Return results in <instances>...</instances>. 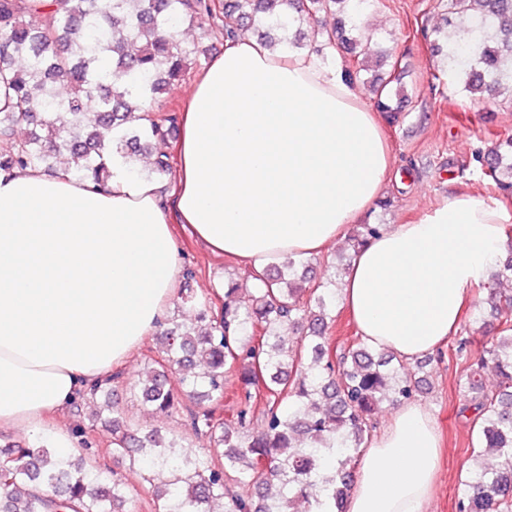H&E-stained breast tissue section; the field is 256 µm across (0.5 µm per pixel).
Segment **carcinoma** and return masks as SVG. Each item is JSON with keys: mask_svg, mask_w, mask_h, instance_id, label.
<instances>
[{"mask_svg": "<svg viewBox=\"0 0 512 512\" xmlns=\"http://www.w3.org/2000/svg\"><path fill=\"white\" fill-rule=\"evenodd\" d=\"M377 0H0V170L40 168L71 172L106 187L114 153L133 164L151 141L164 140L177 113L153 109L166 87L185 76L203 50L180 37L185 25L203 22L208 35L235 38L246 27L274 33L291 53L346 52L362 79L374 35L361 17ZM447 13L479 19L484 38L448 54L454 83L471 96L512 95V0H440ZM342 16L328 25L320 12ZM392 79L373 82L378 111L395 121ZM30 136L13 138L20 124ZM473 161L498 188L512 189V136L500 138ZM148 174L172 175L170 158L158 156ZM381 224H358L350 236L356 252ZM300 258L286 256L259 276L248 299L234 281L199 293L180 288L176 307L198 311L203 325L168 317L156 354L145 358L140 401L156 415L187 413L190 432L170 438L138 432L114 400L117 373L75 403L93 408L89 424L75 429L80 448H46L35 442L0 447V512H132L129 488L96 461L97 424L112 426L114 458L133 462L150 494L151 512H345L353 476L368 438L371 414L421 392L426 380L396 356L356 338L336 359L327 336L336 321V281L297 286ZM512 277V235L488 281ZM499 335L458 379L467 393L479 443L503 459L467 481L458 512H512V294L491 296ZM301 332L290 343L285 325ZM498 387L487 391L483 376ZM234 388L235 421L224 423V390ZM205 437L209 447L198 448Z\"/></svg>", "mask_w": 512, "mask_h": 512, "instance_id": "cac0c4a2", "label": "carcinoma"}]
</instances>
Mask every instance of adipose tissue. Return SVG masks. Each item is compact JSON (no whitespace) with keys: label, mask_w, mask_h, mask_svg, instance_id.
Segmentation results:
<instances>
[{"label":"adipose tissue","mask_w":512,"mask_h":512,"mask_svg":"<svg viewBox=\"0 0 512 512\" xmlns=\"http://www.w3.org/2000/svg\"><path fill=\"white\" fill-rule=\"evenodd\" d=\"M173 192L112 158L107 188L39 168L0 170V429L50 448L49 427L160 326L183 277L170 216L212 250L262 269L318 256L382 195L390 148L331 53L285 54L241 37L193 84ZM512 211L462 192L356 253L341 302L372 346L406 360L445 344L496 260ZM441 441L405 402L363 452L346 512H428Z\"/></svg>","instance_id":"ef3b65f1"}]
</instances>
